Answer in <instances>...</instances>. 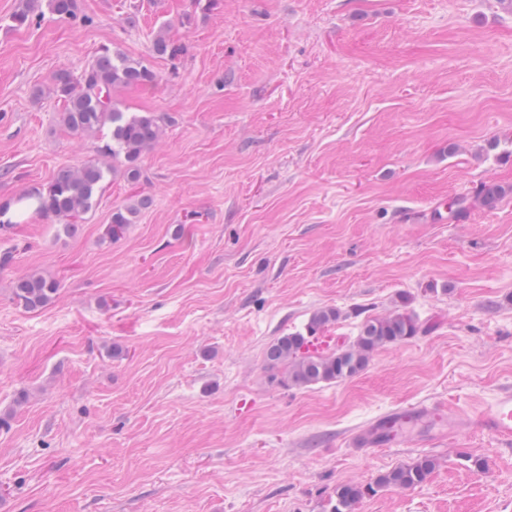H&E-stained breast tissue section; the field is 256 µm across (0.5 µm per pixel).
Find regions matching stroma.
Wrapping results in <instances>:
<instances>
[{"instance_id": "obj_1", "label": "stroma", "mask_w": 512, "mask_h": 512, "mask_svg": "<svg viewBox=\"0 0 512 512\" xmlns=\"http://www.w3.org/2000/svg\"><path fill=\"white\" fill-rule=\"evenodd\" d=\"M163 27L177 58L151 50ZM105 47L158 76L122 110L166 124L140 180L108 176L66 231L21 197L105 143L49 92ZM489 182L512 185L497 0H78L73 19L0 0V512H330L337 485L422 457L425 482L352 512H512V446L350 445L390 410L475 414L512 387V195L434 218ZM32 271L60 288L28 311L12 287ZM320 307L340 313L330 352L404 307L425 330L354 377L283 386L265 351ZM148 203V198H141L134 204L120 206L112 213V220L108 230L109 235L111 237H118L123 234L129 224H135L141 209L146 208Z\"/></svg>"}]
</instances>
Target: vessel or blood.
Masks as SVG:
<instances>
[{"label":"vessel or blood","instance_id":"b4317fda","mask_svg":"<svg viewBox=\"0 0 512 512\" xmlns=\"http://www.w3.org/2000/svg\"><path fill=\"white\" fill-rule=\"evenodd\" d=\"M469 428L512 445V387L499 390L481 412L469 415L421 405L380 417L364 426L352 444L358 448L393 445L433 446L446 432Z\"/></svg>","mask_w":512,"mask_h":512}]
</instances>
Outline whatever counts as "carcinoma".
Instances as JSON below:
<instances>
[{
  "label": "carcinoma",
  "mask_w": 512,
  "mask_h": 512,
  "mask_svg": "<svg viewBox=\"0 0 512 512\" xmlns=\"http://www.w3.org/2000/svg\"><path fill=\"white\" fill-rule=\"evenodd\" d=\"M48 9L59 17H74L78 0H48ZM152 51L158 56L172 58L179 55L182 45L162 29L152 40ZM156 80V73L143 61L130 59L108 48L78 74L67 70L55 74L50 92L63 102L60 122L77 134H94L109 125L112 143L100 150L98 159L60 170L46 191L25 195L36 202L37 212L52 216L70 228L74 219L93 207L107 172L120 171L129 181H139L140 159L158 140L165 117L153 112L128 114L118 107L114 95L120 89L152 85ZM511 192L509 187L484 183L471 195L452 200L450 214L460 220L475 205L491 208ZM148 203L149 199L142 198L134 204L119 207L112 213L109 235L118 237L123 234ZM58 290L57 280L32 272L15 282L13 295L18 306L31 311L46 306ZM338 318L336 309L318 308L311 314L305 332L282 336L269 346L267 361L273 367L281 365L285 368L284 385L309 386L351 378L366 368L378 348L400 343L420 330L413 313L396 310L367 319L353 343L327 354L310 353L311 339ZM434 468L435 461L426 457L381 474L371 485L343 484L336 488V501L331 512H351L355 503L377 494L382 488H413L423 483Z\"/></svg>",
  "instance_id": "1"
}]
</instances>
